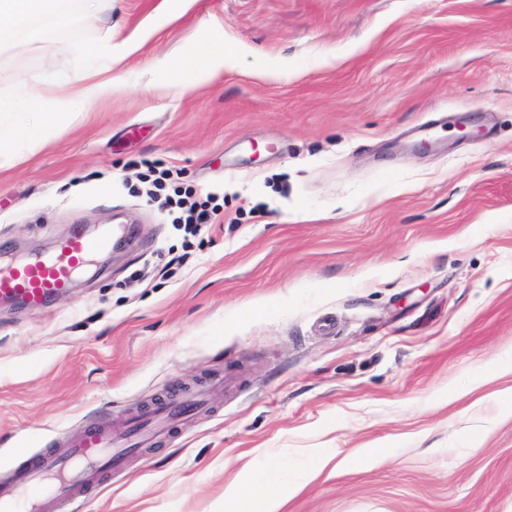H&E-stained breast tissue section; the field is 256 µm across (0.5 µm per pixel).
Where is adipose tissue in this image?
<instances>
[{"mask_svg":"<svg viewBox=\"0 0 512 512\" xmlns=\"http://www.w3.org/2000/svg\"><path fill=\"white\" fill-rule=\"evenodd\" d=\"M69 21V13L60 9L56 0H0V32H24L33 44L46 40L50 31L67 26ZM148 37L144 31L132 34L118 46L104 41L98 51L107 56L109 67L93 65L72 75L50 70L43 77L26 82L22 94L13 98L0 96V167L16 161V143L50 142L59 130L55 108H62L70 121L76 122L88 105L113 93L118 83L110 66L136 52ZM237 63L234 49L209 48L189 57L187 67L197 82L209 83ZM52 87L59 91L53 98L47 95ZM267 483L268 491L260 496L246 493L237 485L225 490L224 512H278L284 485L274 477L268 478Z\"/></svg>","mask_w":512,"mask_h":512,"instance_id":"adipose-tissue-1","label":"adipose tissue"}]
</instances>
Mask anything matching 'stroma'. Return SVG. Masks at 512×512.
<instances>
[{
  "mask_svg": "<svg viewBox=\"0 0 512 512\" xmlns=\"http://www.w3.org/2000/svg\"><path fill=\"white\" fill-rule=\"evenodd\" d=\"M0 93L157 34L118 89L0 169L7 260L85 230L121 247L37 309L0 305V479L83 431L203 392L66 512H512V0H63ZM240 48L182 96L165 58ZM149 159L222 197L186 262ZM270 489L263 495L248 494L240 485L231 486L224 492L225 512H278L285 492L283 483L276 477L264 481Z\"/></svg>",
  "mask_w": 512,
  "mask_h": 512,
  "instance_id": "1",
  "label": "stroma"
}]
</instances>
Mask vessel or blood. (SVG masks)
I'll return each instance as SVG.
<instances>
[{
  "mask_svg": "<svg viewBox=\"0 0 512 512\" xmlns=\"http://www.w3.org/2000/svg\"><path fill=\"white\" fill-rule=\"evenodd\" d=\"M112 239L103 234L93 238L70 236L49 255L22 265L0 261V297L18 299L38 308L55 295L68 291L74 277L93 259L106 255ZM202 397L174 404L158 401L143 414L144 423L157 427L156 434L132 427L123 448H115L109 424L89 422L83 433L67 440V455L43 452L16 476L0 481V512H58L59 508L88 488L100 484L117 471L123 451L155 443L157 435L171 432L173 421L184 409L197 408Z\"/></svg>",
  "mask_w": 512,
  "mask_h": 512,
  "instance_id": "b4317fda",
  "label": "vessel or blood"
}]
</instances>
